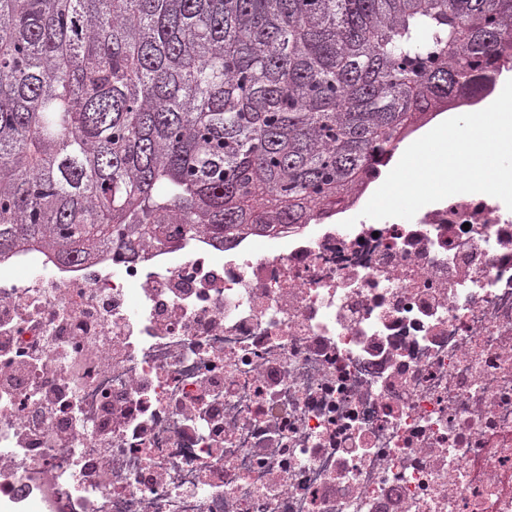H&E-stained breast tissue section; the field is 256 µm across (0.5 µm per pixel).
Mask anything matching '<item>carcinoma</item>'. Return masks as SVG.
<instances>
[{"instance_id": "cac0c4a2", "label": "carcinoma", "mask_w": 512, "mask_h": 512, "mask_svg": "<svg viewBox=\"0 0 512 512\" xmlns=\"http://www.w3.org/2000/svg\"><path fill=\"white\" fill-rule=\"evenodd\" d=\"M512 70V0H0V262L310 224Z\"/></svg>"}]
</instances>
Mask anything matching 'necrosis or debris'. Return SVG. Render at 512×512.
Returning <instances> with one entry per match:
<instances>
[{
  "label": "necrosis or debris",
  "mask_w": 512,
  "mask_h": 512,
  "mask_svg": "<svg viewBox=\"0 0 512 512\" xmlns=\"http://www.w3.org/2000/svg\"><path fill=\"white\" fill-rule=\"evenodd\" d=\"M0 512H512V211L1 262Z\"/></svg>",
  "instance_id": "obj_1"
}]
</instances>
